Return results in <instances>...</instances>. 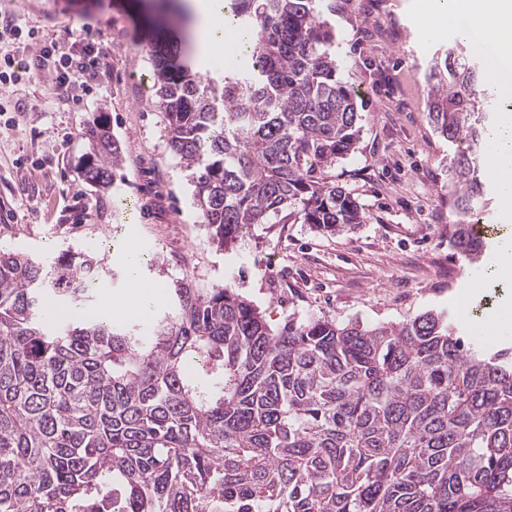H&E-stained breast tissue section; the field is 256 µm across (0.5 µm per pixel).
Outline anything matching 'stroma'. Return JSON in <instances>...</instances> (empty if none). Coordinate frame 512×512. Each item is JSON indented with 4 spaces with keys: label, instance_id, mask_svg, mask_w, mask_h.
<instances>
[{
    "label": "stroma",
    "instance_id": "stroma-1",
    "mask_svg": "<svg viewBox=\"0 0 512 512\" xmlns=\"http://www.w3.org/2000/svg\"><path fill=\"white\" fill-rule=\"evenodd\" d=\"M426 0H336V77L362 116L354 152L337 184L361 205L364 221L336 234L281 213L254 224L232 250L209 238L194 202L191 172L169 141L149 49L179 17L140 0H0L40 36L94 42L112 74L79 103H63L43 77L0 87V249L51 261L94 248L125 291L126 256L137 249L144 279L168 291L175 281L227 286L250 300L271 328L287 319L328 318L371 326L433 310L461 335L501 321L512 283L470 287L469 262L450 244L448 163L458 148L434 129L426 70L459 27L429 30ZM104 116L121 148L108 191L80 168L86 127Z\"/></svg>",
    "mask_w": 512,
    "mask_h": 512
}]
</instances>
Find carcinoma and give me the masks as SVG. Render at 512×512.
<instances>
[{"label":"carcinoma","mask_w":512,"mask_h":512,"mask_svg":"<svg viewBox=\"0 0 512 512\" xmlns=\"http://www.w3.org/2000/svg\"><path fill=\"white\" fill-rule=\"evenodd\" d=\"M224 22L239 64L219 79L151 53L212 240L283 210L326 233L363 223L331 175L361 126L316 0H228ZM426 81L435 130L487 146L477 51L454 42ZM87 135L83 176L106 189L119 143L98 119ZM487 191L459 153L451 245L471 263ZM106 276L87 251L0 250V512H512V345L467 346L432 311L273 330L234 290L185 280L144 335L91 310Z\"/></svg>","instance_id":"carcinoma-1"}]
</instances>
